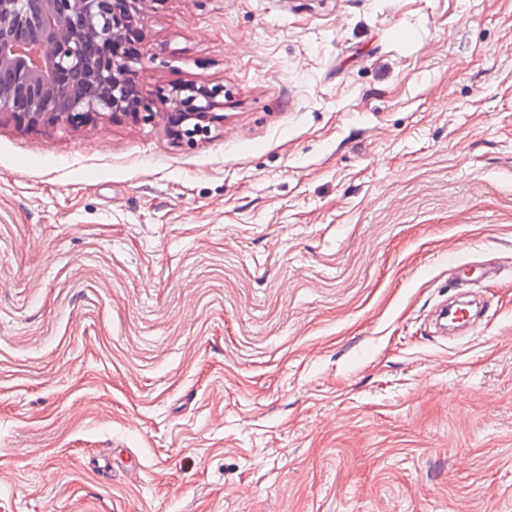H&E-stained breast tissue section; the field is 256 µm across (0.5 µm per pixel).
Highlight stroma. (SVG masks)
<instances>
[{"instance_id": "stroma-1", "label": "stroma", "mask_w": 512, "mask_h": 512, "mask_svg": "<svg viewBox=\"0 0 512 512\" xmlns=\"http://www.w3.org/2000/svg\"><path fill=\"white\" fill-rule=\"evenodd\" d=\"M209 135L0 122V512H512V0H153ZM493 264L437 336L444 256Z\"/></svg>"}]
</instances>
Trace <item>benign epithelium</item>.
I'll use <instances>...</instances> for the list:
<instances>
[{
    "mask_svg": "<svg viewBox=\"0 0 512 512\" xmlns=\"http://www.w3.org/2000/svg\"><path fill=\"white\" fill-rule=\"evenodd\" d=\"M151 0H0V121L28 129L80 127L97 121L162 120L178 142L211 132L221 90L175 86L160 95L165 112L137 79L138 51L122 50ZM71 81L93 92L66 111L52 91Z\"/></svg>",
    "mask_w": 512,
    "mask_h": 512,
    "instance_id": "obj_1",
    "label": "benign epithelium"
}]
</instances>
